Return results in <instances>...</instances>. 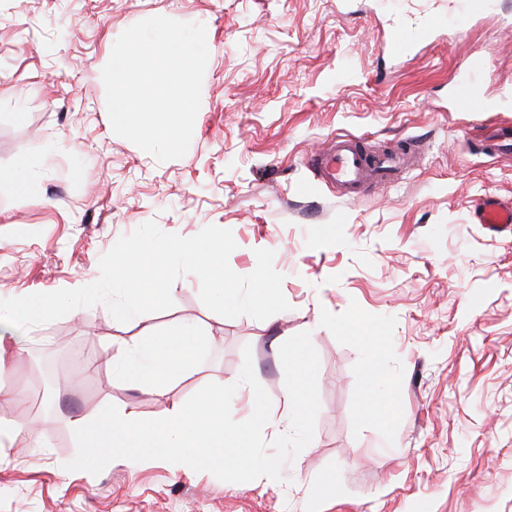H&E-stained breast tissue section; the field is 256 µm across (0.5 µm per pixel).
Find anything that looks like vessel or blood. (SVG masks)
I'll return each instance as SVG.
<instances>
[{
  "mask_svg": "<svg viewBox=\"0 0 512 512\" xmlns=\"http://www.w3.org/2000/svg\"><path fill=\"white\" fill-rule=\"evenodd\" d=\"M495 0H408L405 10L390 17L384 33L383 48L387 56L401 61L418 54L448 30L450 14L462 13L474 22L490 14ZM481 60H473L469 67L459 71L452 86L455 111H471L475 103L485 110L497 111L507 106V99L481 100L474 75L482 70ZM314 169L327 182L352 197L365 182L375 180L392 182L396 171L404 168L407 158L390 155L382 159L369 158L352 138L340 136L311 158ZM478 221L492 232L512 230V202L486 197L477 205Z\"/></svg>",
  "mask_w": 512,
  "mask_h": 512,
  "instance_id": "1",
  "label": "vessel or blood"
}]
</instances>
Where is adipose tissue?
Segmentation results:
<instances>
[{"label":"adipose tissue","instance_id":"obj_1","mask_svg":"<svg viewBox=\"0 0 512 512\" xmlns=\"http://www.w3.org/2000/svg\"><path fill=\"white\" fill-rule=\"evenodd\" d=\"M71 302L69 291L62 290L33 299L19 298L7 305L4 313L0 314V360L7 352L22 351L23 336L29 327ZM113 363L118 368V382L138 386L183 368L182 363L175 360L171 349L153 340L119 343Z\"/></svg>","mask_w":512,"mask_h":512}]
</instances>
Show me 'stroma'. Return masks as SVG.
Wrapping results in <instances>:
<instances>
[{
	"label": "stroma",
	"mask_w": 512,
	"mask_h": 512,
	"mask_svg": "<svg viewBox=\"0 0 512 512\" xmlns=\"http://www.w3.org/2000/svg\"><path fill=\"white\" fill-rule=\"evenodd\" d=\"M376 0H0V303L94 282L99 259L153 221L185 237L231 230L241 275L275 252L290 308L258 321L207 309L191 274L171 309L113 320L80 308L31 327L0 387V512H512V235L476 219L512 199V110L456 112L451 83L471 55L483 94L512 91V29L496 13L391 66ZM154 16L205 24L209 60L188 152L158 162L114 134L101 71L131 25ZM339 135L415 165L383 187L339 196L307 163ZM26 161L34 195L2 187ZM194 332L186 372L129 387L113 379L120 342ZM307 331L320 357L314 446L283 469L228 483L160 460L69 471L73 430L109 404L171 412L210 382H235L250 348L285 414L281 345ZM62 354L50 411L35 353ZM385 373L367 385V359ZM332 483L334 490L321 492Z\"/></svg>",
	"instance_id": "stroma-1"
}]
</instances>
